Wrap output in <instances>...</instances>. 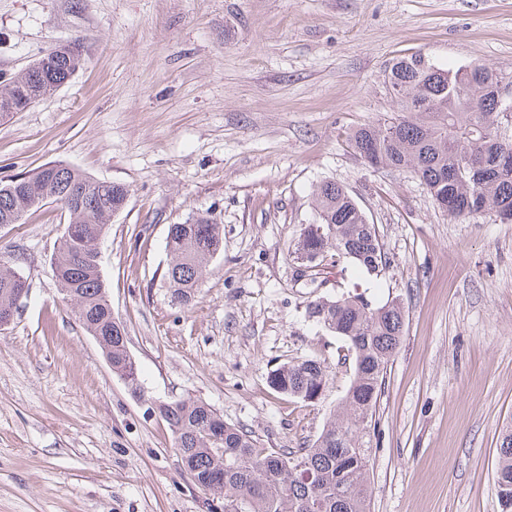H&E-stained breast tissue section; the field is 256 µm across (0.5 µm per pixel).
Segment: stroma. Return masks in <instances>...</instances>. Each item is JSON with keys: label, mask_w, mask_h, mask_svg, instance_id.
Listing matches in <instances>:
<instances>
[{"label": "stroma", "mask_w": 512, "mask_h": 512, "mask_svg": "<svg viewBox=\"0 0 512 512\" xmlns=\"http://www.w3.org/2000/svg\"><path fill=\"white\" fill-rule=\"evenodd\" d=\"M74 39L87 57L72 80L0 120V179L54 162L128 186L100 265L140 390L112 373L54 276L65 212L0 226V263L29 284L0 330V512H208L152 402L198 399L260 447L310 446L354 357L305 305L342 294L405 311L370 432V512H499L512 223L450 219L351 135L393 111L395 58L512 77V0H0V74ZM323 180L375 225L391 259L381 276L341 262L297 277L292 246ZM206 212L224 248L179 306L163 280L168 227ZM304 358L329 368L313 403L269 385Z\"/></svg>", "instance_id": "obj_1"}]
</instances>
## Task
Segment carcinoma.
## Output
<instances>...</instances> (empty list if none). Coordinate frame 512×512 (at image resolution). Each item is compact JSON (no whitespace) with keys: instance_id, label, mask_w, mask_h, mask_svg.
I'll use <instances>...</instances> for the list:
<instances>
[{"instance_id":"cac0c4a2","label":"carcinoma","mask_w":512,"mask_h":512,"mask_svg":"<svg viewBox=\"0 0 512 512\" xmlns=\"http://www.w3.org/2000/svg\"><path fill=\"white\" fill-rule=\"evenodd\" d=\"M70 57L59 62L50 77L62 82L85 63L82 47L69 46ZM501 73L486 64L441 67L421 54L396 58L385 72L395 107L392 113L355 130L351 144L363 158L416 176L435 199L448 200V216L470 218L485 211L512 213V138L506 106L494 95ZM25 96L19 81H0V102ZM0 182V224H19L32 210L60 198L42 200L45 187L29 195L7 191ZM59 193L83 190L97 205L89 222L64 233L52 257L55 277L73 302L76 318L88 334L102 337L101 350L112 357V373L131 384L137 367L127 346L124 326L112 317L106 285L86 262L94 241L106 234L112 212L129 196V187L101 185L86 173L66 167L56 175ZM314 225L323 234L301 230L294 253L306 252L317 261L301 265L299 276L313 277L327 259L345 260L369 276L390 265L375 225L369 223L354 198L340 184L323 181L313 191ZM221 225L209 214L171 224L167 248L172 262L164 273L171 301L187 306L204 275L207 250L223 249ZM18 283L13 268L0 264V310L14 302ZM305 318L333 330L354 350V376L346 394L320 436L307 448L276 451L262 448L245 430L224 422L207 403L180 399L161 403L158 415L173 437L174 452L194 485L212 496L209 506L224 512H369V419L373 418L388 364L399 347L403 308L394 303L371 306L356 296L315 298ZM328 367L304 359L271 371L269 383L278 393L304 402L322 396ZM495 487L500 512H512V426L496 445Z\"/></svg>"}]
</instances>
